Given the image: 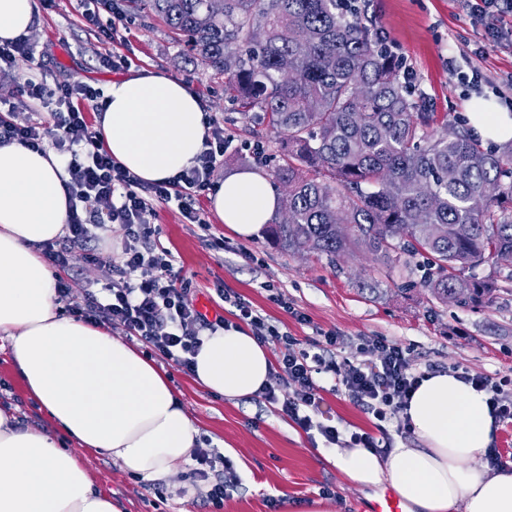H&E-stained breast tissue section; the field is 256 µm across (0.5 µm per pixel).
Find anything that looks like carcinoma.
Listing matches in <instances>:
<instances>
[{
	"label": "carcinoma",
	"mask_w": 512,
	"mask_h": 512,
	"mask_svg": "<svg viewBox=\"0 0 512 512\" xmlns=\"http://www.w3.org/2000/svg\"><path fill=\"white\" fill-rule=\"evenodd\" d=\"M340 0H125L158 17L195 67L224 77L244 113L283 133L273 163L285 188L268 235L330 262L362 248L379 265L426 262L421 286L462 308L494 282L461 276L512 268V143L485 148L425 111L381 37Z\"/></svg>",
	"instance_id": "obj_1"
}]
</instances>
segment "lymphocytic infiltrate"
Returning a JSON list of instances; mask_svg holds the SVG:
<instances>
[{"label": "lymphocytic infiltrate", "mask_w": 512, "mask_h": 512, "mask_svg": "<svg viewBox=\"0 0 512 512\" xmlns=\"http://www.w3.org/2000/svg\"><path fill=\"white\" fill-rule=\"evenodd\" d=\"M21 97L28 106L54 100L59 108L47 122L31 117L20 121L0 118V145L17 143L37 149L50 138L60 152L70 156L67 232L45 245L48 262L62 270L69 268L77 252L90 261H103L99 249L103 232L112 224L124 229L119 258L105 260L111 267L109 281L99 288L85 289L80 301L71 302L73 313L91 323L121 328L161 358L191 372L201 331L217 330L225 321L220 316L208 319L197 308L190 280L175 269L172 252L161 243L160 231L148 217L156 204L173 201L186 223L209 233L199 201L212 190L214 172L231 145L223 125L215 120L207 123L203 150L195 166L169 180L148 184L114 161L92 129L82 108L83 102L97 97L91 86L62 82L51 87L29 80ZM219 298L231 304L234 317L259 341L270 339L281 346L277 366L260 392L264 402L279 406L282 414L303 430H317L329 443L379 448V441L365 432H354L348 440H341L338 428L314 423L310 413L322 400L319 377L327 374L334 381V390L344 392L377 420H400L421 379L402 348L379 338L367 345V359L342 360L336 332H325L322 340L301 348L295 338L268 322L249 301L225 292ZM195 458V478L211 483L204 502L218 510L226 492L238 488L239 477L218 449H197Z\"/></svg>", "instance_id": "obj_1"}]
</instances>
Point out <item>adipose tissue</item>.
<instances>
[{"label":"adipose tissue","mask_w":512,"mask_h":512,"mask_svg":"<svg viewBox=\"0 0 512 512\" xmlns=\"http://www.w3.org/2000/svg\"><path fill=\"white\" fill-rule=\"evenodd\" d=\"M37 0H0V42L29 37ZM113 159L146 183L193 167L203 148L199 97L181 80L143 69L112 81L98 119ZM69 176L50 150L0 145V337L8 340L28 391L58 434L21 426L0 407V512H123L94 486L61 437L106 453L121 470L154 483L192 465L200 430L165 368L120 337L64 315L43 246L62 237ZM238 237L261 236L280 207L266 174H225L210 195ZM192 377L229 400L255 397L272 359L247 329L203 335ZM421 441L386 454L337 448L327 461L367 489L390 487L405 512H512V461L474 467L495 444L486 390L448 372L426 374L402 413Z\"/></svg>","instance_id":"obj_1"}]
</instances>
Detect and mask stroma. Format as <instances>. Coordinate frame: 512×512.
I'll list each match as a JSON object with an SVG mask.
<instances>
[{"label":"stroma","instance_id":"obj_1","mask_svg":"<svg viewBox=\"0 0 512 512\" xmlns=\"http://www.w3.org/2000/svg\"><path fill=\"white\" fill-rule=\"evenodd\" d=\"M39 12L29 44L33 59H18L11 77L0 79V104L20 103V86L28 79L47 84L77 81L104 90L121 78L107 63L111 54L128 57L132 68H157L183 80L198 95L205 116L217 119L232 144L214 177L240 170L253 152L275 158L282 136L268 125H256L224 94V79L185 63L182 46L158 18L125 17L115 38L85 25L79 0H38ZM358 17L384 31L397 47L410 73L414 97L429 111L444 113L449 123L472 128L479 106L512 97V40L493 39L483 22L472 18L463 0H355ZM203 215L223 249L203 242L196 225L185 223L175 204H157L150 219L161 231L175 265L192 282L199 310L215 316L217 287L240 295L301 346L333 330L342 337L340 357L362 356L366 340L381 337L406 349L413 369L436 366L444 372L512 375V271L488 265L466 274L493 280L492 303L460 308L433 300L425 288L408 286L400 270L380 268L364 251L329 264L324 256L290 254L269 238L242 239L228 231L202 199ZM107 264L75 255L68 270L55 278L69 282L74 296L100 287L109 278ZM285 296L289 309L274 303L271 292ZM172 386L189 417L202 432V442L231 456L241 479L220 512H302L323 488L335 491L341 512H363L364 488L346 481L325 459L332 446L318 431H304L277 406L261 398L227 400L199 387L190 374L165 362ZM318 420L342 431L388 435L392 445L419 447L411 433L381 422L332 391L323 378ZM0 403L14 409L27 426L46 432L55 427L19 377L9 344L0 339ZM96 486L121 502L124 512H204L200 505L207 482L184 487V475L170 486L150 485L120 471L104 454L80 453ZM282 500L272 509V500Z\"/></svg>","mask_w":512,"mask_h":512}]
</instances>
